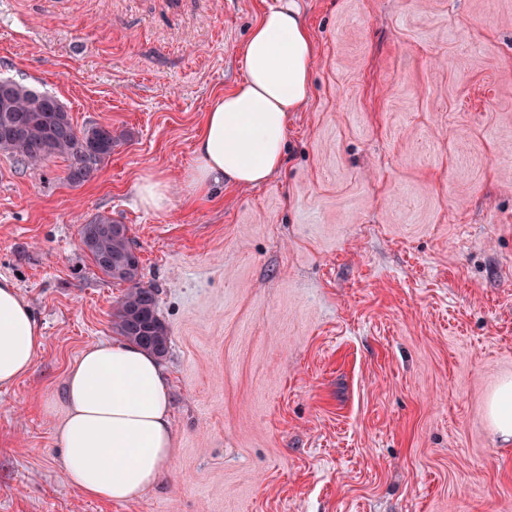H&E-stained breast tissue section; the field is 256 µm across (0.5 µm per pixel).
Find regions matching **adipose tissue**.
Instances as JSON below:
<instances>
[{"instance_id":"ef3b65f1","label":"adipose tissue","mask_w":512,"mask_h":512,"mask_svg":"<svg viewBox=\"0 0 512 512\" xmlns=\"http://www.w3.org/2000/svg\"><path fill=\"white\" fill-rule=\"evenodd\" d=\"M241 52L246 77L217 97L194 147L191 185L257 186L285 162L289 112L311 92L315 46L297 0H279L251 29ZM44 336L16 285L0 277V389L28 374ZM67 412L56 429L68 483L115 503L153 488L173 454L169 388L156 358L141 347L102 342L71 367Z\"/></svg>"}]
</instances>
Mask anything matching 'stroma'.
<instances>
[{"label":"stroma","instance_id":"35a3bbf8","mask_svg":"<svg viewBox=\"0 0 512 512\" xmlns=\"http://www.w3.org/2000/svg\"><path fill=\"white\" fill-rule=\"evenodd\" d=\"M278 0H0V77L127 137L90 181L0 151V276L45 336L0 389V512H512V0H299L316 45L286 163L187 183L240 47ZM170 205L135 203L142 176ZM126 224L157 292L174 453L123 504L72 487L70 367L126 284L79 229ZM138 203L145 209L162 211L169 206L168 182L161 175L149 173L141 178L137 191ZM489 422L503 442H512V380H504L489 397Z\"/></svg>","mask_w":512,"mask_h":512}]
</instances>
